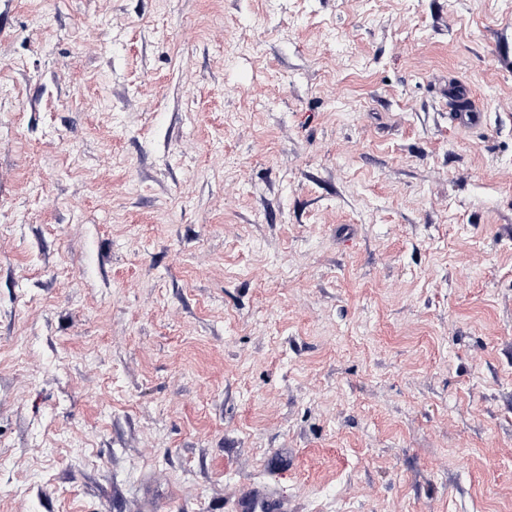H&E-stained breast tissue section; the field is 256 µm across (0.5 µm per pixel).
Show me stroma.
<instances>
[{
	"label": "stroma",
	"instance_id": "1",
	"mask_svg": "<svg viewBox=\"0 0 512 512\" xmlns=\"http://www.w3.org/2000/svg\"><path fill=\"white\" fill-rule=\"evenodd\" d=\"M249 489L512 512V0H0V512Z\"/></svg>",
	"mask_w": 512,
	"mask_h": 512
}]
</instances>
